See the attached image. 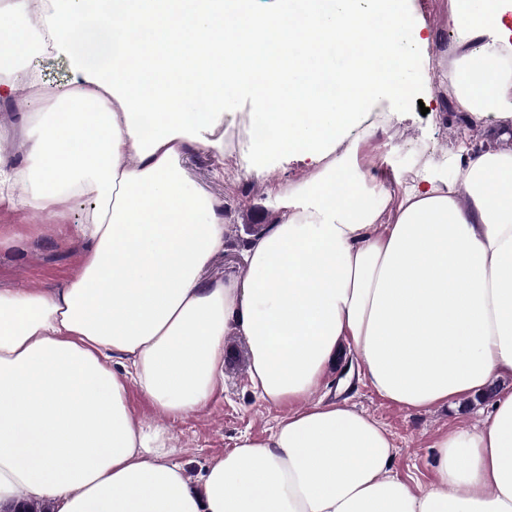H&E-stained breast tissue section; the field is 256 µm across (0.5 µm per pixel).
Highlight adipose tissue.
<instances>
[{"mask_svg":"<svg viewBox=\"0 0 512 512\" xmlns=\"http://www.w3.org/2000/svg\"><path fill=\"white\" fill-rule=\"evenodd\" d=\"M28 6L12 0L0 51L40 40L80 79L48 117L0 79L37 175L13 197L25 172L0 158V203L91 205L64 287L0 290V512H512V391L433 437L422 488L376 419L315 396L346 353L412 411L512 379V0H449L457 109L498 127L397 193L336 146L369 101L415 98L401 0H46L34 33ZM242 91L265 130L246 173L290 155L312 173L279 189L286 218L251 237L245 273L208 280L228 227L182 161L223 152L215 127ZM231 334L253 391L288 413L193 478L169 424L223 388ZM132 388L162 422L132 415Z\"/></svg>","mask_w":512,"mask_h":512,"instance_id":"1","label":"adipose tissue"}]
</instances>
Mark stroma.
Instances as JSON below:
<instances>
[{
  "label": "stroma",
  "instance_id": "stroma-1",
  "mask_svg": "<svg viewBox=\"0 0 512 512\" xmlns=\"http://www.w3.org/2000/svg\"><path fill=\"white\" fill-rule=\"evenodd\" d=\"M406 9L432 33L428 45L409 43L418 61L414 76L417 103L409 111H395L392 102L378 98L369 102L355 123L363 139L358 161L364 171L387 178L410 180L415 172L443 164L465 143L479 144L486 130L495 123L493 116L475 119L455 109L453 88L448 78V47L453 38L448 21L449 0H407ZM36 72L44 90L29 109L51 111L57 93L72 88L78 78L66 56L53 51H35L8 64L9 77ZM29 126L13 103L0 101V157L18 166L30 163ZM188 178L208 195L223 201L224 222L229 242L223 254L214 258L207 277L219 278L241 269L237 258L244 250L246 227L273 224L283 214L275 203L280 186L295 185L310 175L307 164L291 156L277 161L261 175H247L240 152L189 151L185 160ZM81 203L66 204L60 215L51 216L32 209L0 205V226L20 231L10 247L0 248V289L25 291L61 287L78 268L83 246L75 238H62L59 228L79 223ZM249 356L243 337L227 336L224 345V388L208 405L188 418L171 422L173 443L179 448V461L191 475H199L212 458L234 448L242 435L260 439L267 436L278 419L286 415L260 399L248 385ZM351 404L379 421L392 435L397 448L396 471L427 483L426 466L433 436L464 422L474 423L481 409L492 399L487 395L446 404L424 412L395 406L377 395L365 382L352 380L344 393Z\"/></svg>",
  "mask_w": 512,
  "mask_h": 512
}]
</instances>
